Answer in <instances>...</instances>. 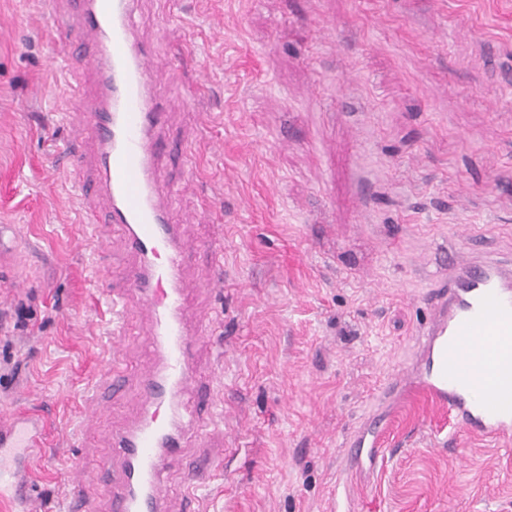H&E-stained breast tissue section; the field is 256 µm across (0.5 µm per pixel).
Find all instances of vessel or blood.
Wrapping results in <instances>:
<instances>
[{
    "label": "vessel or blood",
    "instance_id": "obj_1",
    "mask_svg": "<svg viewBox=\"0 0 512 512\" xmlns=\"http://www.w3.org/2000/svg\"><path fill=\"white\" fill-rule=\"evenodd\" d=\"M73 19L64 23L69 53L87 51L97 79L94 111L82 108L73 93L63 118L77 125L93 152L81 158V144L64 149L77 181L86 171L110 205L108 222L120 230L135 264L121 288L109 289L112 334L107 343L120 358L129 314L125 296L134 293L153 318L154 365L141 371L138 384L145 408L131 427L116 433L109 454L94 458L76 499L81 512H94L92 489L100 472L112 474L108 512H167L164 461L183 446L175 409L195 370L196 339L183 312L186 284L180 227L161 202L164 188L156 160L167 142V114L154 92L159 69L149 47L132 33L134 0H71ZM97 35V47L85 50L84 30ZM448 285L434 299L433 321L416 340L415 369L404 381L383 390L390 399L421 391L447 410L465 430L494 439L512 437V258L443 254ZM376 424L349 441V466L376 464ZM37 418L12 415L0 425V498L23 500L27 488L21 469L42 452Z\"/></svg>",
    "mask_w": 512,
    "mask_h": 512
}]
</instances>
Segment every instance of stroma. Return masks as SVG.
I'll use <instances>...</instances> for the list:
<instances>
[{
    "instance_id": "stroma-1",
    "label": "stroma",
    "mask_w": 512,
    "mask_h": 512,
    "mask_svg": "<svg viewBox=\"0 0 512 512\" xmlns=\"http://www.w3.org/2000/svg\"><path fill=\"white\" fill-rule=\"evenodd\" d=\"M69 11L0 0V406L39 412L49 434L26 500L0 512H68L70 479L138 420L153 358L151 316L129 297L123 391L101 378L103 294L133 259L80 224L107 202L59 154L81 136L61 121L69 74L95 88L57 37ZM135 24L179 146L160 163L187 311L217 319L186 397L224 411L168 464L169 512L202 456L197 512H512V439L452 428L421 394L389 412L373 468L345 466L431 323L438 256L464 244L454 227L512 255V0H139ZM91 385L103 411L84 424Z\"/></svg>"
}]
</instances>
